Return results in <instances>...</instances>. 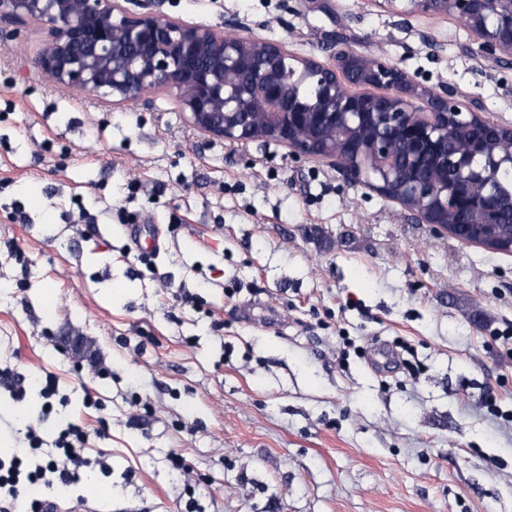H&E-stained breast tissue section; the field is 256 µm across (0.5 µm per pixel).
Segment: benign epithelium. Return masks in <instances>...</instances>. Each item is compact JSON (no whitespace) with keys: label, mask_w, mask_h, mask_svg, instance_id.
Wrapping results in <instances>:
<instances>
[{"label":"benign epithelium","mask_w":512,"mask_h":512,"mask_svg":"<svg viewBox=\"0 0 512 512\" xmlns=\"http://www.w3.org/2000/svg\"><path fill=\"white\" fill-rule=\"evenodd\" d=\"M133 0H0V25L35 20L47 43L35 65L47 80L117 104L146 101L157 87L202 135L248 144L274 142L292 156L321 159L348 181L396 201L403 215L440 235L456 224L512 216V193L493 179L512 166V125L490 120L455 89L418 88L380 57L338 47L326 61L278 43L133 11ZM399 16H454L479 51L512 62V0H372ZM381 86L352 94L344 82Z\"/></svg>","instance_id":"7a95c632"}]
</instances>
